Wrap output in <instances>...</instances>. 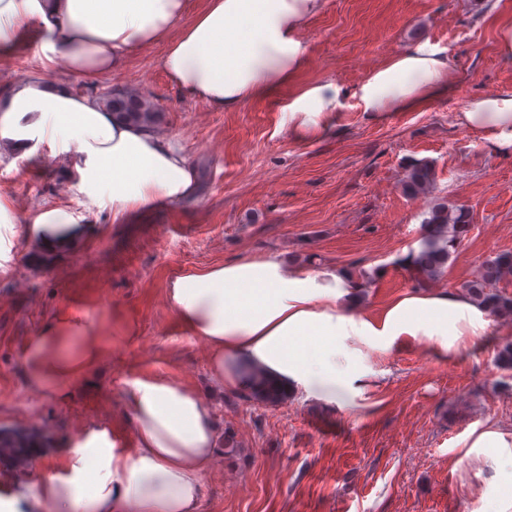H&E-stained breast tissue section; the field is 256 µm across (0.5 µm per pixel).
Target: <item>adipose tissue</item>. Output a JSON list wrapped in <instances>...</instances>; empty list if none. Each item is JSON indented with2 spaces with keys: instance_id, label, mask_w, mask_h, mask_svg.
Wrapping results in <instances>:
<instances>
[{
  "instance_id": "obj_1",
  "label": "adipose tissue",
  "mask_w": 512,
  "mask_h": 512,
  "mask_svg": "<svg viewBox=\"0 0 512 512\" xmlns=\"http://www.w3.org/2000/svg\"><path fill=\"white\" fill-rule=\"evenodd\" d=\"M325 0H0V53L35 38L39 71L0 95V156L60 160L68 180L127 224L157 202L176 205L199 191L195 165L172 137L118 119L97 91H75L74 73L95 79L134 53L164 43L161 67L186 98L232 112L288 83L307 63L303 30ZM448 85V57L421 43L374 68L354 95L368 119L420 108ZM346 90L302 84L281 110L294 138L321 136L340 118ZM496 154L512 153V89L468 101L456 116ZM51 251L74 229L71 212L40 207L29 217ZM340 269L244 255L187 271L165 298L181 330L201 341L214 386L254 391L268 375L290 389L344 404L380 377L371 354L424 345L453 357L492 333L489 309L461 289L413 288L384 303ZM112 358V338L77 313L41 328L26 350L29 385L66 398ZM124 398L135 422L133 445L107 428H82L36 487L69 512H198L201 476L217 453L210 405L196 388L164 374L130 381ZM477 473L492 472L503 495L489 512H512V431L489 423L463 450Z\"/></svg>"
}]
</instances>
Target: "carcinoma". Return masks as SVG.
Returning a JSON list of instances; mask_svg holds the SVG:
<instances>
[{
    "label": "carcinoma",
    "mask_w": 512,
    "mask_h": 512,
    "mask_svg": "<svg viewBox=\"0 0 512 512\" xmlns=\"http://www.w3.org/2000/svg\"><path fill=\"white\" fill-rule=\"evenodd\" d=\"M107 107L117 117L154 126L162 112L150 99L124 90L109 89L103 93ZM435 183V170L427 160L414 161L407 166L401 186L408 196L429 192ZM425 233L422 247L414 255V277L421 285L438 282L448 269V261L471 227L470 211L463 207H448L439 202L431 207L423 221ZM512 275V253H501L488 260L476 279L464 285L473 299L485 305L495 317L512 318V296L498 290V284ZM495 362L504 371H512V340L502 342L496 351ZM253 396L277 403L287 396L286 390L276 381L258 376V387ZM45 437L37 431L0 434L4 443L3 456L23 457L32 448L44 445Z\"/></svg>",
    "instance_id": "1"
}]
</instances>
